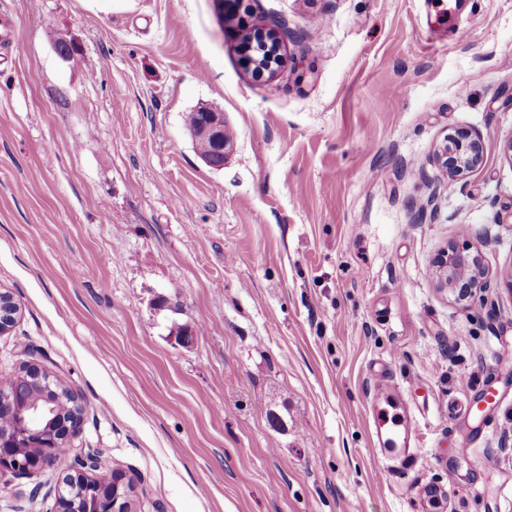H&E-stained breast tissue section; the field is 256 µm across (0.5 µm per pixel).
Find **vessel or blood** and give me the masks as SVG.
Instances as JSON below:
<instances>
[{"label":"vessel or blood","instance_id":"obj_1","mask_svg":"<svg viewBox=\"0 0 512 512\" xmlns=\"http://www.w3.org/2000/svg\"><path fill=\"white\" fill-rule=\"evenodd\" d=\"M372 427L382 453L389 459H408L417 439L416 421L408 416L389 374L379 376L373 393Z\"/></svg>","mask_w":512,"mask_h":512}]
</instances>
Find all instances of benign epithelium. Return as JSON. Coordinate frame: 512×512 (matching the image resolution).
<instances>
[{
    "label": "benign epithelium",
    "mask_w": 512,
    "mask_h": 512,
    "mask_svg": "<svg viewBox=\"0 0 512 512\" xmlns=\"http://www.w3.org/2000/svg\"><path fill=\"white\" fill-rule=\"evenodd\" d=\"M255 42L265 48V54L249 58L250 65L258 75L273 72L272 64L275 63V56L279 55L282 43L281 31L270 28L258 33L257 38L249 40L247 49H252ZM223 131L224 113L214 111L205 113V119L190 128L195 138L224 141L223 150L226 151L230 141L222 138ZM483 159L481 134L461 129L447 135L436 152L434 162L439 171L446 175L448 182L453 183L478 168ZM433 269L441 285L449 289L460 303H469L489 287L482 256L467 247L450 245L441 250L433 259ZM8 304L10 311L7 312L0 302V334L12 326L19 311L14 298H9ZM28 381L27 377L22 379L17 382L11 395L0 396V421L7 417L13 420L12 433L0 435V472L8 470L26 476L40 473L47 466L54 449L67 442L82 425L81 415L78 414L73 420L58 421L45 431L35 428L32 422L48 418L50 410L36 406V402L29 397L26 389ZM98 468V460L89 456L79 465L81 473L69 476L68 482L73 486L79 483L85 485L88 479L82 471H95Z\"/></svg>",
    "instance_id": "1"
}]
</instances>
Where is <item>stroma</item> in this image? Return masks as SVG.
Masks as SVG:
<instances>
[{
  "instance_id": "obj_1",
  "label": "stroma",
  "mask_w": 512,
  "mask_h": 512,
  "mask_svg": "<svg viewBox=\"0 0 512 512\" xmlns=\"http://www.w3.org/2000/svg\"><path fill=\"white\" fill-rule=\"evenodd\" d=\"M2 17L0 289L21 315L0 377L42 365L83 423L37 476L0 474V512H56L90 455L130 512H512V0ZM274 25L259 77L240 42ZM198 108L224 115L221 168L193 149ZM458 128L484 161L452 185L432 158ZM463 226L490 281L467 306L431 271ZM377 363L417 417L413 460L372 450ZM487 386L488 417L463 415Z\"/></svg>"
}]
</instances>
